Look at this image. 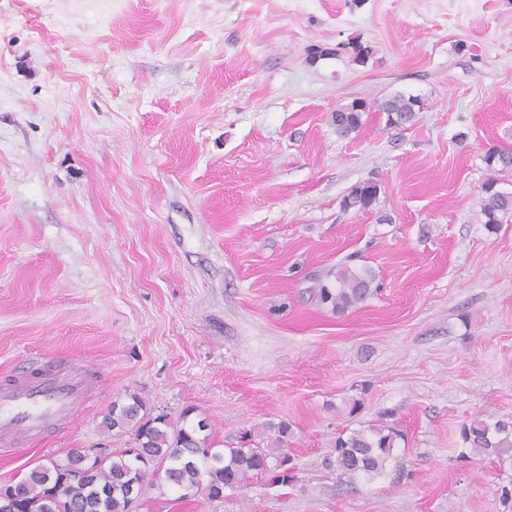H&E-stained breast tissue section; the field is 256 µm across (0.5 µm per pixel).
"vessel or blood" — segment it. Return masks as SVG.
Returning <instances> with one entry per match:
<instances>
[{
    "instance_id": "obj_1",
    "label": "vessel or blood",
    "mask_w": 512,
    "mask_h": 512,
    "mask_svg": "<svg viewBox=\"0 0 512 512\" xmlns=\"http://www.w3.org/2000/svg\"><path fill=\"white\" fill-rule=\"evenodd\" d=\"M99 373L77 359L48 354L0 376V442L28 443L67 431L97 396Z\"/></svg>"
}]
</instances>
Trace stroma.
<instances>
[{"mask_svg": "<svg viewBox=\"0 0 512 512\" xmlns=\"http://www.w3.org/2000/svg\"><path fill=\"white\" fill-rule=\"evenodd\" d=\"M359 39L310 63L312 46ZM424 103L349 136L363 98ZM512 0H0V372L46 351L103 379L69 432L0 452V483L124 440L112 401L187 407L216 439L287 422L299 480L218 501L145 490L144 512H512V454L461 427L512 419ZM376 183L368 209L345 207ZM371 270L337 313L317 284ZM405 434L339 477L338 433ZM372 107H376V105L371 106L370 103H367L363 99H355L336 109V111L332 113V121L336 127V133L340 136H347L358 130L362 123L363 112H365L367 108L369 112ZM495 182L489 181L484 186L486 193L483 207L487 224H502V217L512 214V195L495 190Z\"/></svg>", "mask_w": 512, "mask_h": 512, "instance_id": "35a3bbf8", "label": "stroma"}]
</instances>
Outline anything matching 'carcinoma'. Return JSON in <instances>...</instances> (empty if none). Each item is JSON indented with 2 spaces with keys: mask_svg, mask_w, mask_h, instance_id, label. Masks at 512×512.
I'll return each mask as SVG.
<instances>
[{
  "mask_svg": "<svg viewBox=\"0 0 512 512\" xmlns=\"http://www.w3.org/2000/svg\"><path fill=\"white\" fill-rule=\"evenodd\" d=\"M413 96L396 95L377 108L386 114L390 126H399L414 116ZM371 108L355 99L332 113L336 133L347 136L361 126L362 114ZM483 207L486 223L500 224L512 214V195L495 189V182L484 186ZM376 195L373 188H356L345 200L348 207L366 208ZM373 278L341 268L334 281L318 284V296L337 312L364 301L372 292ZM193 409H185L178 420L164 413L154 414L135 393L115 400L104 412L101 428L106 434L128 437L127 448L83 460L78 451L64 460L50 459L33 467L15 484H0V512H12L17 500L22 512H134V489L144 491L161 478L182 491L186 499L202 495L209 500L224 497L225 490L245 486L256 475H265L272 485L288 486L297 480L291 458L281 449L288 435V424L270 423L266 446L255 441L252 429L239 432L218 448L212 442L206 419L190 420ZM400 431L393 426L371 427L336 438L334 458L327 466L343 475L380 473L391 456ZM461 438L479 455H502L512 451V420L490 425L483 420L466 423Z\"/></svg>",
  "mask_w": 512,
  "mask_h": 512,
  "instance_id": "carcinoma-1",
  "label": "carcinoma"
}]
</instances>
